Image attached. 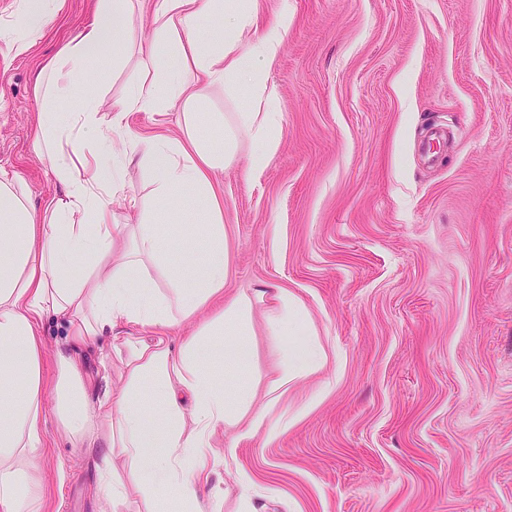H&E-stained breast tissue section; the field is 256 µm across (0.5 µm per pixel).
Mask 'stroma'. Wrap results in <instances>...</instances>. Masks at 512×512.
Segmentation results:
<instances>
[{
	"label": "stroma",
	"instance_id": "1",
	"mask_svg": "<svg viewBox=\"0 0 512 512\" xmlns=\"http://www.w3.org/2000/svg\"><path fill=\"white\" fill-rule=\"evenodd\" d=\"M66 8L34 53L0 60V165L54 192L30 139L39 61L84 21ZM293 23L267 79L280 143L225 168L227 288H285L329 360L268 402L280 372L252 311L259 405L276 434L226 433L200 501L222 512H512V0H259ZM47 512H102V455L48 421ZM259 489L239 499V480Z\"/></svg>",
	"mask_w": 512,
	"mask_h": 512
}]
</instances>
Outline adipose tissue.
<instances>
[{
    "label": "adipose tissue",
    "instance_id": "adipose-tissue-1",
    "mask_svg": "<svg viewBox=\"0 0 512 512\" xmlns=\"http://www.w3.org/2000/svg\"><path fill=\"white\" fill-rule=\"evenodd\" d=\"M63 9L64 0H19L15 26L0 32L7 58L32 55ZM146 14L157 24L140 54L151 80L132 85L121 107L103 114L97 64L111 59L116 71L128 65L136 21ZM290 25L283 9L260 28L258 0H94L87 22L37 69L42 110L31 146L47 161L57 193L35 206L20 174L0 166V512H45L44 426L51 417L74 447L103 449L100 491L111 512H123L130 494L153 504L164 492L182 512H218L200 507L196 489L208 481L210 464L223 462L225 431L251 436L268 413L251 390L226 387L253 362L252 301L267 293L224 289L229 253L218 176L242 152L248 175L257 176L279 147V94L267 72ZM217 84L248 90L241 111H198ZM62 98L75 100L73 111L56 110ZM176 107V133L131 132L129 113ZM119 137L130 138V151L115 152ZM133 163L149 168L153 203L178 201L208 215L189 225L202 247L180 266L171 263L164 231L127 191ZM121 200L140 213L123 235L114 224ZM158 274L166 288L157 287ZM272 295L267 335L282 366L269 389L275 401L320 371L327 354L313 334L292 344L305 335V307L285 289ZM48 316L68 326L71 341L55 353L51 383L40 335ZM194 316L202 319L197 332L172 352L164 330ZM119 325L155 337L116 346L121 383L90 403L75 352ZM216 360L223 376L209 368ZM147 397L155 414L144 409ZM116 455L124 460L120 473L112 469Z\"/></svg>",
    "mask_w": 512,
    "mask_h": 512
}]
</instances>
